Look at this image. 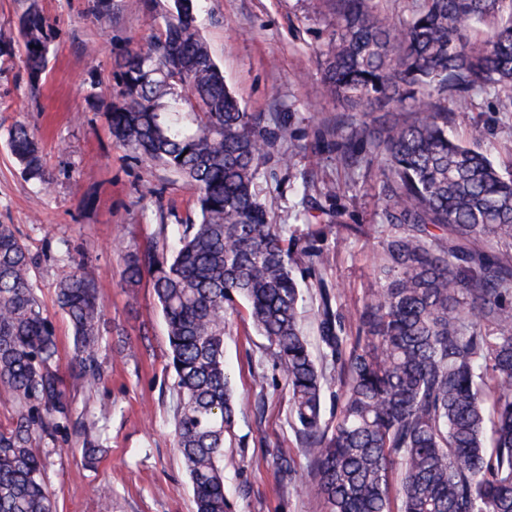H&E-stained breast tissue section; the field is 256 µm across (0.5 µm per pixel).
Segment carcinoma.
Masks as SVG:
<instances>
[{
	"mask_svg": "<svg viewBox=\"0 0 512 512\" xmlns=\"http://www.w3.org/2000/svg\"><path fill=\"white\" fill-rule=\"evenodd\" d=\"M161 33L119 64L107 120L136 158L178 175L196 197L197 220L168 225L158 242L123 257V279L148 278L167 326L175 381L173 434L196 512H227L221 463L236 402L224 365V330L245 305L269 343L288 389L298 448L326 512H512V174L450 133L464 103L493 89L512 100V0H423L400 25L377 0H336V31L321 52L327 90L344 113L322 152L355 168L380 158V288L355 330L319 288L321 361L304 334L302 283L324 263L335 232H360L326 210L307 237L276 224L258 198L261 169L287 126L246 112L224 85L199 33L195 0L159 7ZM480 25L490 29L478 36ZM30 81L44 72L49 34L30 7L19 21ZM408 111L367 140L376 108ZM31 179L48 185L32 131L9 133ZM35 258L0 224V401L14 407L0 431V512H55L38 437L75 425L53 322L31 283ZM55 304L72 327L75 388L103 378L105 325L98 278L69 256ZM336 388L328 429L324 391ZM282 486L294 484L291 454L277 450Z\"/></svg>",
	"mask_w": 512,
	"mask_h": 512,
	"instance_id": "cac0c4a2",
	"label": "carcinoma"
}]
</instances>
